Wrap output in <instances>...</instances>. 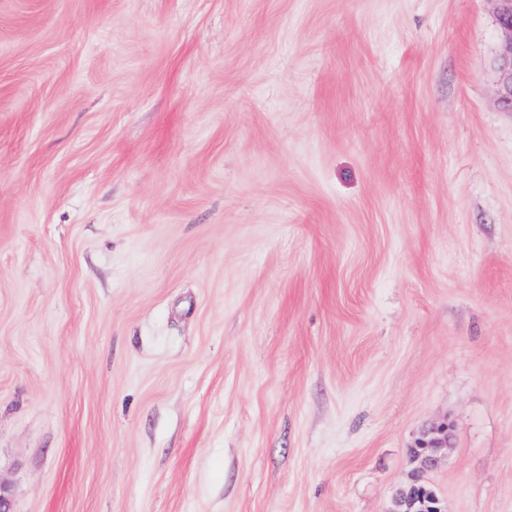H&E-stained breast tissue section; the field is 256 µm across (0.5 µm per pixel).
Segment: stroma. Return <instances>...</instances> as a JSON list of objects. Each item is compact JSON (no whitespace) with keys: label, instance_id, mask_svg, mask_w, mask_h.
Returning <instances> with one entry per match:
<instances>
[{"label":"stroma","instance_id":"35a3bbf8","mask_svg":"<svg viewBox=\"0 0 512 512\" xmlns=\"http://www.w3.org/2000/svg\"><path fill=\"white\" fill-rule=\"evenodd\" d=\"M494 0H0L13 512H512ZM421 441L419 448L413 452V462H416L417 466L410 481L397 491L396 509L393 512H442L441 501L434 489L423 479V474L439 464L443 457V449L448 448V426L441 427L434 435ZM419 481H423L425 486H412L406 492L407 485ZM403 507H406V510H403Z\"/></svg>","mask_w":512,"mask_h":512}]
</instances>
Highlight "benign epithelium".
<instances>
[{
  "label": "benign epithelium",
  "instance_id": "benign-epithelium-1",
  "mask_svg": "<svg viewBox=\"0 0 512 512\" xmlns=\"http://www.w3.org/2000/svg\"><path fill=\"white\" fill-rule=\"evenodd\" d=\"M496 21L501 36V51L497 60L499 73L497 96L504 110L512 112V0H495ZM448 447V427L443 426L434 435L425 438L413 452L417 463L409 484L396 494L394 512H442L441 501L430 485L414 486L423 480V474L435 468L442 459V451Z\"/></svg>",
  "mask_w": 512,
  "mask_h": 512
}]
</instances>
